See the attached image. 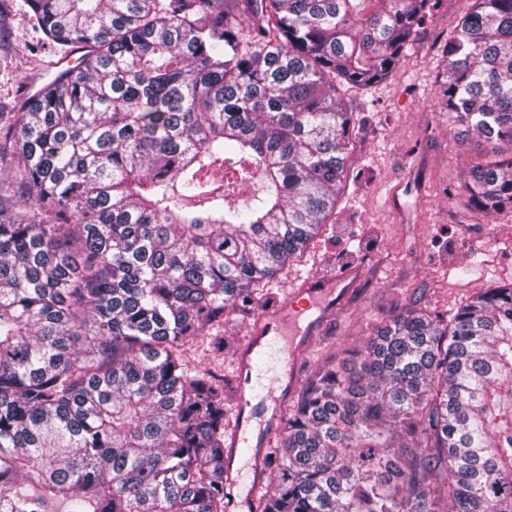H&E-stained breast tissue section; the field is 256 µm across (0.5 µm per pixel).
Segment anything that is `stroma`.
<instances>
[{"label":"stroma","instance_id":"stroma-1","mask_svg":"<svg viewBox=\"0 0 512 512\" xmlns=\"http://www.w3.org/2000/svg\"><path fill=\"white\" fill-rule=\"evenodd\" d=\"M23 0L0 15V112H16L31 84L58 56L29 22ZM473 0H440L398 68L381 83L349 93L356 134L346 162L347 186L332 225L271 279L253 304L226 314L202 337L191 363L224 377V409L237 417V359L260 315L285 301L301 278L357 269L332 317L295 367H281L263 395L278 414L292 408L322 368L354 359L377 327L411 307L451 314L478 292L512 281V212L472 210L461 185L484 163L478 138H458L438 95L448 32ZM223 340V351L212 349Z\"/></svg>","mask_w":512,"mask_h":512}]
</instances>
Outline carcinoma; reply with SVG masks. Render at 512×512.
<instances>
[{"instance_id": "obj_1", "label": "carcinoma", "mask_w": 512, "mask_h": 512, "mask_svg": "<svg viewBox=\"0 0 512 512\" xmlns=\"http://www.w3.org/2000/svg\"><path fill=\"white\" fill-rule=\"evenodd\" d=\"M430 2L24 0L86 52L0 115V512H227L224 377L186 353L335 214L341 91L386 79ZM443 53L448 123L512 151V0ZM464 186L512 210V159ZM263 480L248 512H512V282L318 373Z\"/></svg>"}]
</instances>
